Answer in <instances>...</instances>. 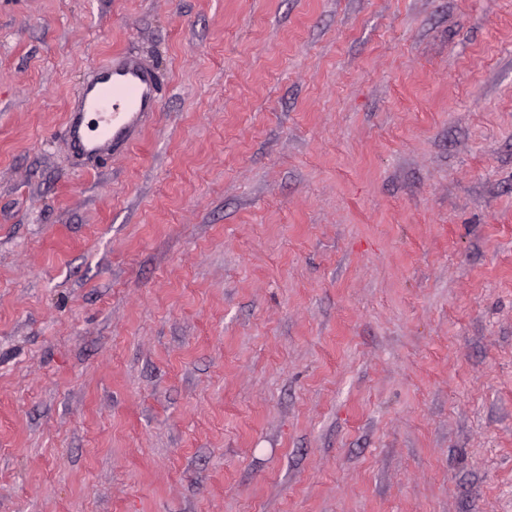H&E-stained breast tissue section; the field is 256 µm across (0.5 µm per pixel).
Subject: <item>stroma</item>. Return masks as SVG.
I'll return each instance as SVG.
<instances>
[{"mask_svg": "<svg viewBox=\"0 0 512 512\" xmlns=\"http://www.w3.org/2000/svg\"><path fill=\"white\" fill-rule=\"evenodd\" d=\"M0 512H512V0H0ZM158 74L134 54L122 53L95 69L71 98L65 135L73 153L89 158L126 149L159 105ZM87 114L94 118L86 122ZM85 128L93 134L88 136Z\"/></svg>", "mask_w": 512, "mask_h": 512, "instance_id": "stroma-1", "label": "stroma"}]
</instances>
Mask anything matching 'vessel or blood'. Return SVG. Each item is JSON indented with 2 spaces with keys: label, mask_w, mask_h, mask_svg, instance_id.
Listing matches in <instances>:
<instances>
[{
  "label": "vessel or blood",
  "mask_w": 512,
  "mask_h": 512,
  "mask_svg": "<svg viewBox=\"0 0 512 512\" xmlns=\"http://www.w3.org/2000/svg\"><path fill=\"white\" fill-rule=\"evenodd\" d=\"M158 74L122 53L95 69L71 98L65 135L73 153L97 158L126 149L159 105Z\"/></svg>",
  "instance_id": "1"
}]
</instances>
